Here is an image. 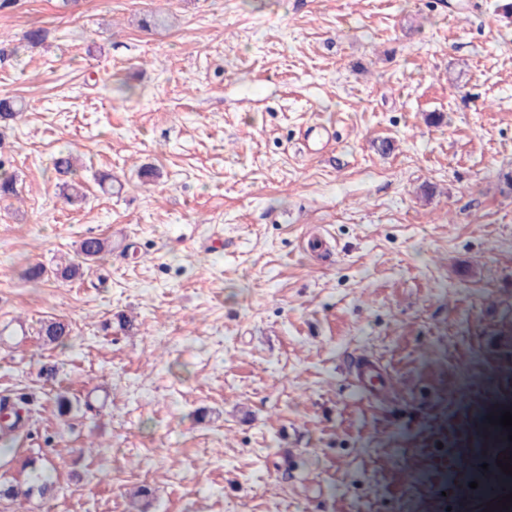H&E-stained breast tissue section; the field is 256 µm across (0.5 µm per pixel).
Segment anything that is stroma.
<instances>
[{
	"instance_id": "35a3bbf8",
	"label": "stroma",
	"mask_w": 512,
	"mask_h": 512,
	"mask_svg": "<svg viewBox=\"0 0 512 512\" xmlns=\"http://www.w3.org/2000/svg\"><path fill=\"white\" fill-rule=\"evenodd\" d=\"M500 3L0 9V97L24 106L0 128L17 188L0 201V320L30 329L0 345V395L26 421L0 485L37 467L55 483L0 512H135L142 485L144 512H493L485 409L512 411ZM62 151L82 204L51 167ZM89 237L108 248L77 279L24 278ZM52 318L70 345L44 344ZM355 357L392 376L386 399L353 390ZM282 448L297 469H277Z\"/></svg>"
}]
</instances>
